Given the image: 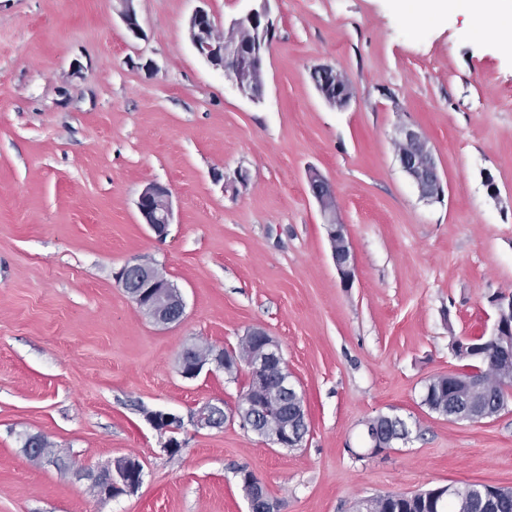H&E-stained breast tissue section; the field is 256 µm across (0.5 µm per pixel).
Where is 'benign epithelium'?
Returning a JSON list of instances; mask_svg holds the SVG:
<instances>
[{
    "label": "benign epithelium",
    "mask_w": 512,
    "mask_h": 512,
    "mask_svg": "<svg viewBox=\"0 0 512 512\" xmlns=\"http://www.w3.org/2000/svg\"><path fill=\"white\" fill-rule=\"evenodd\" d=\"M134 2L120 0V15L127 30L138 36L141 34V26ZM267 2L258 0L241 16L231 20L228 32L249 33L243 44L217 35L210 15L204 9L192 15L188 26V35L197 54L215 69L222 71L225 80L253 101L261 100L264 94L263 64L272 33ZM323 70L336 75V88H321L319 93L331 106L339 109L347 107L354 96L351 82L333 67L325 66ZM397 157L421 199L428 202L442 200L443 180L428 141L420 132L406 126L400 129ZM307 181L312 197L325 216L333 263L341 283L347 288L356 277L357 265L346 237L345 224L338 218L335 188L316 170L308 171ZM137 208L143 223L157 237L167 235L173 215L170 191L166 186L157 182L145 186L138 198ZM115 279L141 312L155 323L169 325L182 319L185 309L182 293L156 265L140 258L130 259L115 273ZM492 305L494 323L489 338L497 344L499 337L512 335V293L497 294L492 299ZM245 336L262 342V351L246 362L254 389L275 387L280 393L281 404L268 405L249 400L238 406L235 415L241 424L272 445L297 448L309 432V423L302 392L298 390L288 370L282 348L260 328L247 330ZM212 366L224 367V350H215L208 359L194 363L186 362L185 355H180L181 376L185 379H194ZM448 380L476 389L482 385V369L473 366L463 375L452 372L448 374ZM487 418L489 415L482 410L479 402H471L465 409L448 413L450 421L479 422ZM148 420L161 431L175 430L181 426V418L171 413L154 412L148 416ZM227 420L229 416L224 413V409L210 403L200 407L191 417L193 425L199 429L221 428ZM398 420L400 417L397 415H381L367 422L370 453H383L398 442L408 440L410 431L395 430L394 423ZM90 479L97 485L100 498L132 494L142 484L143 468L137 458L127 456L121 465L100 470L90 475ZM244 490L250 512H280V505L269 497L265 485L254 473L245 476Z\"/></svg>",
    "instance_id": "7a95c632"
}]
</instances>
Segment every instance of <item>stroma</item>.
Masks as SVG:
<instances>
[{
	"instance_id": "35a3bbf8",
	"label": "stroma",
	"mask_w": 512,
	"mask_h": 512,
	"mask_svg": "<svg viewBox=\"0 0 512 512\" xmlns=\"http://www.w3.org/2000/svg\"><path fill=\"white\" fill-rule=\"evenodd\" d=\"M404 0H268L272 40L254 102L188 37L196 9L220 33L248 0H0V512H248L239 469L286 512H353L359 499L453 482L512 488V403L478 423L421 406L457 371L451 345L490 334L512 291V37L459 10L407 19ZM342 72L330 106L311 74ZM403 126L428 141L444 197L419 198L395 154ZM336 188L358 273L343 286L307 172ZM248 180L224 188L237 171ZM170 189L166 237L142 224L149 182ZM157 264L185 313L161 327L113 274ZM279 341L310 431L288 449L231 421L249 384L215 368L184 379V345ZM180 416L177 454L147 416ZM395 414L405 444L358 459L366 423ZM46 436L88 470L123 456L138 491L28 461ZM320 68L328 73L333 72L336 75V88L335 90L317 88L319 93L331 106L339 109L347 107L354 96V89L351 82L333 67L321 66ZM234 418V414L231 416H227L224 413V409L214 405L207 403L200 407L191 417V421L194 426L199 429H213V428H221L227 420Z\"/></svg>"
}]
</instances>
